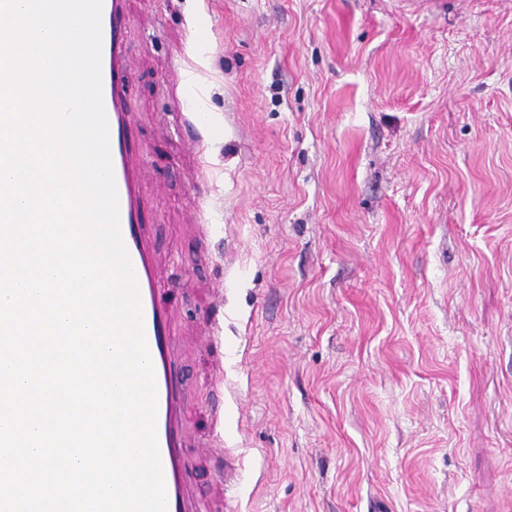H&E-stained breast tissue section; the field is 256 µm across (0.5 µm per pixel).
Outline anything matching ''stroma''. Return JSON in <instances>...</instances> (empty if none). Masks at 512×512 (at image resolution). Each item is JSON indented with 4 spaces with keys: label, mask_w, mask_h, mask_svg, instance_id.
<instances>
[{
    "label": "stroma",
    "mask_w": 512,
    "mask_h": 512,
    "mask_svg": "<svg viewBox=\"0 0 512 512\" xmlns=\"http://www.w3.org/2000/svg\"><path fill=\"white\" fill-rule=\"evenodd\" d=\"M126 8L195 493L512 512V0Z\"/></svg>",
    "instance_id": "stroma-1"
}]
</instances>
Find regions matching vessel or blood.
<instances>
[{
  "label": "vessel or blood",
  "mask_w": 512,
  "mask_h": 512,
  "mask_svg": "<svg viewBox=\"0 0 512 512\" xmlns=\"http://www.w3.org/2000/svg\"><path fill=\"white\" fill-rule=\"evenodd\" d=\"M125 0H103L102 98L109 127L112 170L118 194L120 234L138 285L146 343L153 364L156 395V438L167 512H210L187 479V440L181 386L170 336V311L161 301V285L145 227L141 221L138 179L131 163L130 105L127 89L133 72L122 39Z\"/></svg>",
  "instance_id": "obj_1"
}]
</instances>
